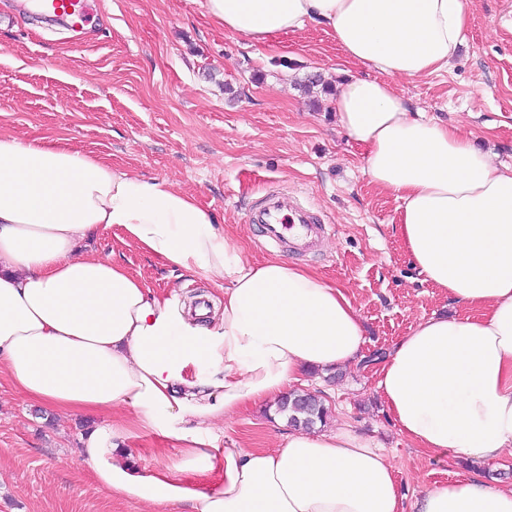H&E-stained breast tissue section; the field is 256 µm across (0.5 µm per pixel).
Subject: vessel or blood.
<instances>
[{
	"instance_id": "1",
	"label": "vessel or blood",
	"mask_w": 512,
	"mask_h": 512,
	"mask_svg": "<svg viewBox=\"0 0 512 512\" xmlns=\"http://www.w3.org/2000/svg\"><path fill=\"white\" fill-rule=\"evenodd\" d=\"M38 10L47 18H70L87 22L86 0H37ZM262 230L264 244L297 256L318 246L331 230L314 209L298 199L287 200L272 193L258 205L251 216Z\"/></svg>"
}]
</instances>
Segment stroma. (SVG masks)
Masks as SVG:
<instances>
[{
	"mask_svg": "<svg viewBox=\"0 0 512 512\" xmlns=\"http://www.w3.org/2000/svg\"><path fill=\"white\" fill-rule=\"evenodd\" d=\"M76 32L41 23L31 0H0V132L61 137L75 149L147 178L169 180L216 213L246 256L268 258L250 210L265 192H301L332 227L298 258L342 288L366 328L365 353L387 351L410 327L458 305L423 282L393 226L399 202L370 184L361 146L337 125L334 86L367 68L346 61L328 27L309 24L256 50L200 15L192 0H93ZM329 91L305 94L313 75ZM392 86L411 111L472 132L478 146L512 165V0H472L466 40L448 69ZM86 247L128 268L178 303L222 294L204 276L165 267L125 243L119 228ZM327 428L350 425L380 443L395 468L403 512L433 483L498 479L512 488V454L473 464L413 447L376 389L374 365L317 372ZM130 410L62 415L0 381V512H157L99 489L79 454L81 437ZM220 448H280L288 434L274 404L249 406L216 424ZM136 463L199 485L219 472L189 460L149 430L127 443Z\"/></svg>",
	"mask_w": 512,
	"mask_h": 512,
	"instance_id": "stroma-1",
	"label": "stroma"
}]
</instances>
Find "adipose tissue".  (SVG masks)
Instances as JSON below:
<instances>
[{"label":"adipose tissue","mask_w":512,"mask_h":512,"mask_svg":"<svg viewBox=\"0 0 512 512\" xmlns=\"http://www.w3.org/2000/svg\"><path fill=\"white\" fill-rule=\"evenodd\" d=\"M225 31L265 45L331 28L373 69L336 94L338 124L377 188L400 200L399 239L425 282L461 306L410 327L377 389L417 448L472 463L512 450V167L472 134L410 111L388 82L447 68L471 0H195ZM224 293L220 319L177 309L124 266L86 252L98 231ZM362 316L319 274L248 260L216 214L166 180L132 174L58 138L0 135V378L61 414L121 404L81 456L111 495L189 512H402L394 466L350 426L292 430L276 451L220 448L209 422L275 400L309 370L360 364ZM177 441L220 471L200 488L135 464L132 427ZM415 512H512V490L479 477L438 483Z\"/></svg>","instance_id":"adipose-tissue-1"}]
</instances>
